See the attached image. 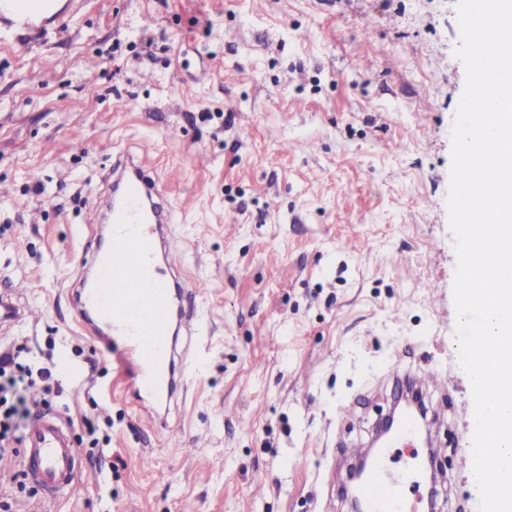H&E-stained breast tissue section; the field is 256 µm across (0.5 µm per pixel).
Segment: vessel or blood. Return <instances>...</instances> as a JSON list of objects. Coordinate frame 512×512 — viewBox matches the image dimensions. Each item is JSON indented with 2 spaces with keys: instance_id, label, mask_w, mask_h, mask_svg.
Wrapping results in <instances>:
<instances>
[{
  "instance_id": "b4317fda",
  "label": "vessel or blood",
  "mask_w": 512,
  "mask_h": 512,
  "mask_svg": "<svg viewBox=\"0 0 512 512\" xmlns=\"http://www.w3.org/2000/svg\"><path fill=\"white\" fill-rule=\"evenodd\" d=\"M155 185L149 174L129 164L120 206L112 213V245L97 261V280L83 293L86 312L108 329L101 341L112 365L136 394L170 397L174 389V321L192 323L194 311L173 305V292L156 263L155 226L159 211H146ZM419 429L415 417L396 427L389 447L367 469L359 494L365 512H410L407 485L391 467L392 451L411 446ZM28 475L49 495L71 493L78 482V451L55 421L36 417L24 437Z\"/></svg>"
}]
</instances>
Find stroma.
Segmentation results:
<instances>
[{
	"label": "stroma",
	"instance_id": "obj_1",
	"mask_svg": "<svg viewBox=\"0 0 512 512\" xmlns=\"http://www.w3.org/2000/svg\"><path fill=\"white\" fill-rule=\"evenodd\" d=\"M459 39L456 0H58L39 30L0 13V295L23 282L42 312L1 321L0 353L52 364L53 393L27 398L66 424L81 482L49 499L16 443L0 505L349 512L347 450L388 413L396 367L449 380L423 391L441 475L416 472L410 499L478 512L446 207ZM127 155L164 190L175 275L202 286L163 429L81 317L91 214Z\"/></svg>",
	"mask_w": 512,
	"mask_h": 512
}]
</instances>
